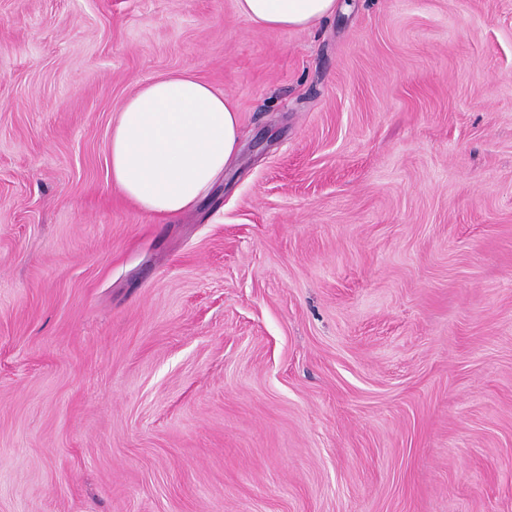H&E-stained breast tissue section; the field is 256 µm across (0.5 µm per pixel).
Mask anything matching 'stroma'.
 Listing matches in <instances>:
<instances>
[{
  "mask_svg": "<svg viewBox=\"0 0 512 512\" xmlns=\"http://www.w3.org/2000/svg\"><path fill=\"white\" fill-rule=\"evenodd\" d=\"M0 0V512H512V0ZM237 158L161 219L124 100ZM341 0H236L238 14L271 29L301 30L314 26L342 7ZM239 137V113L224 92L191 73L157 78L112 122V186L143 211L180 215L224 173Z\"/></svg>",
  "mask_w": 512,
  "mask_h": 512,
  "instance_id": "35a3bbf8",
  "label": "stroma"
}]
</instances>
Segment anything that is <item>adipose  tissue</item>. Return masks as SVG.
Listing matches in <instances>:
<instances>
[{"mask_svg":"<svg viewBox=\"0 0 512 512\" xmlns=\"http://www.w3.org/2000/svg\"><path fill=\"white\" fill-rule=\"evenodd\" d=\"M340 0H236L240 16L301 30L336 13ZM240 117L230 98L193 74L161 77L125 99L112 122V185L143 211L191 210L235 156Z\"/></svg>","mask_w":512,"mask_h":512,"instance_id":"ef3b65f1","label":"adipose tissue"}]
</instances>
